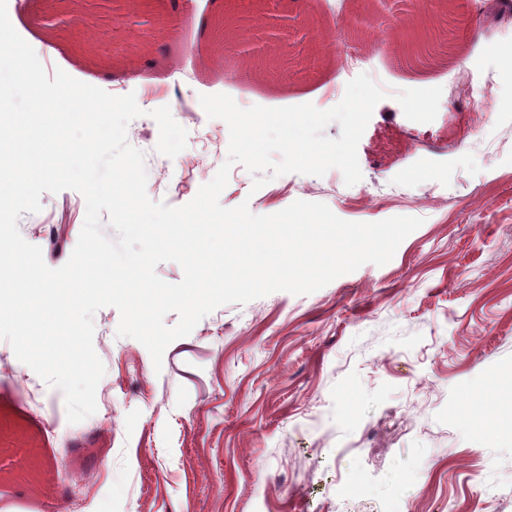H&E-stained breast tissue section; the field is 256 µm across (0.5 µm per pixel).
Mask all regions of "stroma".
Wrapping results in <instances>:
<instances>
[{"label":"stroma","mask_w":512,"mask_h":512,"mask_svg":"<svg viewBox=\"0 0 512 512\" xmlns=\"http://www.w3.org/2000/svg\"><path fill=\"white\" fill-rule=\"evenodd\" d=\"M495 2L454 0L453 48L396 67L383 45L401 39L403 2L355 33L360 0H280L279 14L344 41L387 96L358 144L359 182L333 169L256 190L237 164L221 204L272 214L300 199L349 222L422 225L385 265L308 295L216 309L166 348L159 369L117 336L118 310L99 309L105 374L96 412L78 423L62 392L0 340V512H512V402L489 395L512 372V81L488 89L479 77L512 53V12L495 14ZM7 9L47 74L135 94L144 115L127 139L145 154L149 198L171 206L191 201L228 155V126L200 95L326 110L331 87L348 82L336 54L297 72L313 54L295 37L277 47L279 69L229 81L237 51L212 52L208 28L220 0H152L142 38L110 60L82 51L75 27L49 31L46 0ZM165 105L188 132L172 159L156 152L149 115ZM40 203L18 228L57 268L86 202L67 189Z\"/></svg>","instance_id":"obj_1"}]
</instances>
